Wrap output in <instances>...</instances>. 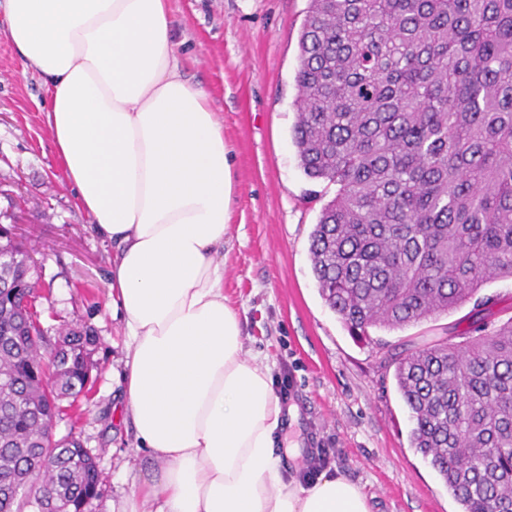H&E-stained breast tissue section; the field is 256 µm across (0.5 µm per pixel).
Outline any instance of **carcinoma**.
I'll use <instances>...</instances> for the list:
<instances>
[{
    "label": "carcinoma",
    "mask_w": 512,
    "mask_h": 512,
    "mask_svg": "<svg viewBox=\"0 0 512 512\" xmlns=\"http://www.w3.org/2000/svg\"><path fill=\"white\" fill-rule=\"evenodd\" d=\"M293 140L311 179L338 186L311 234L319 292L358 341L472 301L512 279V0H310L300 37ZM11 230L0 262V512H91L101 473L48 423L91 390L93 330L37 310L31 251ZM388 353L411 442L462 512H512V318L475 321ZM30 495L19 496L20 488Z\"/></svg>",
    "instance_id": "cac0c4a2"
}]
</instances>
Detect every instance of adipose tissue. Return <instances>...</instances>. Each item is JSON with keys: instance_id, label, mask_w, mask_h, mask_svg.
Segmentation results:
<instances>
[{"instance_id": "adipose-tissue-1", "label": "adipose tissue", "mask_w": 512, "mask_h": 512, "mask_svg": "<svg viewBox=\"0 0 512 512\" xmlns=\"http://www.w3.org/2000/svg\"><path fill=\"white\" fill-rule=\"evenodd\" d=\"M43 79L56 157L116 248L106 304L130 340L124 416L145 462L121 512H371L335 472L287 479L283 409L224 300L236 186L224 127L180 71L168 0H0Z\"/></svg>"}]
</instances>
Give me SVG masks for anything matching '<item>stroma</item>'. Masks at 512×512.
<instances>
[{
  "instance_id": "1",
  "label": "stroma",
  "mask_w": 512,
  "mask_h": 512,
  "mask_svg": "<svg viewBox=\"0 0 512 512\" xmlns=\"http://www.w3.org/2000/svg\"><path fill=\"white\" fill-rule=\"evenodd\" d=\"M182 72L205 88L234 155L237 195L224 237V296L239 313L244 347L287 380L284 409L297 418L276 448L304 477L312 452L363 488L372 512H461L428 460L413 448L410 413L387 350L437 336L460 342L470 306L404 328H372L360 342L319 294L310 234L335 185L306 177L297 120L299 38L309 0H169ZM43 81L23 70L0 36V225L39 262L45 325L90 326L93 390L83 414L55 424L92 448L101 494L92 512H119L140 465L123 420L119 377L127 338L104 311L114 250L69 190L46 124Z\"/></svg>"
}]
</instances>
